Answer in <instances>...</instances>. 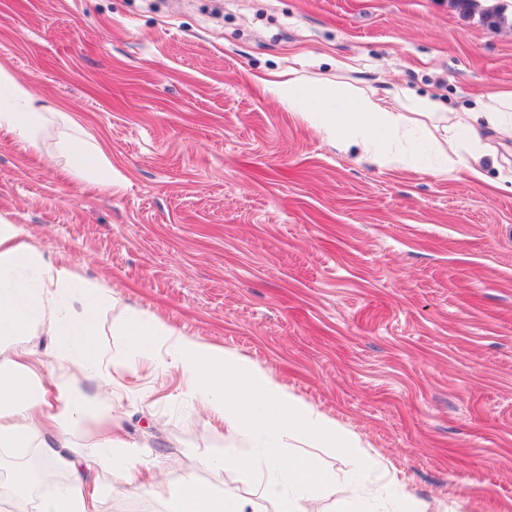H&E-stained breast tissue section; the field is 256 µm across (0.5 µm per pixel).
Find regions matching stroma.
<instances>
[{
    "mask_svg": "<svg viewBox=\"0 0 512 512\" xmlns=\"http://www.w3.org/2000/svg\"><path fill=\"white\" fill-rule=\"evenodd\" d=\"M0 64L112 160L99 196L53 135H0L1 219L118 308L269 369L424 512H512V144L481 181L409 153L381 166L264 88L293 70L472 109L512 90V28L449 0H0ZM168 359L113 376L143 475H109L99 512H166L148 472L276 512L214 466L262 440L209 418ZM361 484H331L324 512H390L374 474Z\"/></svg>",
    "mask_w": 512,
    "mask_h": 512,
    "instance_id": "35a3bbf8",
    "label": "stroma"
}]
</instances>
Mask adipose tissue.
<instances>
[{
  "mask_svg": "<svg viewBox=\"0 0 512 512\" xmlns=\"http://www.w3.org/2000/svg\"><path fill=\"white\" fill-rule=\"evenodd\" d=\"M268 92L287 97L292 111L303 113L334 134L340 145L358 147L363 159L389 164L398 143L414 145L411 114L436 122L446 136L449 153L436 172L466 173L481 179L480 162L497 145L512 140V92L491 94L476 110L456 112L431 96L412 97L408 112L388 108L376 88L357 96L341 93L336 108L303 78L271 82ZM59 130L57 147L69 172L98 193L112 190V161L105 146L85 136L70 113L50 109L8 68L0 66V133L37 144L45 124ZM492 138H484L483 130ZM112 291L84 280L68 263L32 244L22 228L0 224V454L17 456L38 449L47 470L65 471L69 480L41 499L37 512H98L101 473L137 464L120 434L112 429L111 398L90 403L69 385L49 376L53 360L67 362L79 375L111 387L118 371L133 370L151 357L157 345L170 347V369L180 375L188 394L224 422L252 430L263 438L261 455L223 460L225 468L251 475L262 495L280 504V512H319L331 474L304 452L286 454L281 437L301 436L306 448L350 452L360 441L352 432L301 402L271 373L235 352L182 334L155 316L128 313L112 323ZM123 337L125 350L114 356L104 333ZM46 336L48 346L30 345L29 337ZM92 430L97 454H88L75 435ZM288 465V481L269 477L280 463ZM171 512H249V499L213 493L193 477L177 489L160 484Z\"/></svg>",
  "mask_w": 512,
  "mask_h": 512,
  "instance_id": "obj_1",
  "label": "adipose tissue"
}]
</instances>
